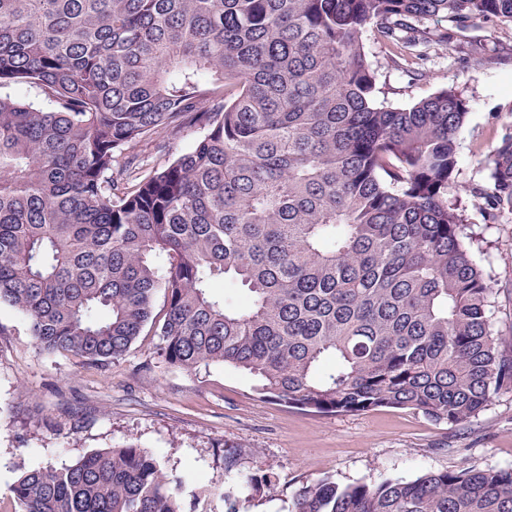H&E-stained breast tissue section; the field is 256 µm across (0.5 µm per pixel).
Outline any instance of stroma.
Returning a JSON list of instances; mask_svg holds the SVG:
<instances>
[{
	"label": "stroma",
	"mask_w": 512,
	"mask_h": 512,
	"mask_svg": "<svg viewBox=\"0 0 512 512\" xmlns=\"http://www.w3.org/2000/svg\"><path fill=\"white\" fill-rule=\"evenodd\" d=\"M367 60L376 73L377 99L405 108L455 84L469 111L458 139V165L448 185L480 242L473 261L492 286L489 316L500 347L512 346V215L484 222L461 188L484 184L478 160L512 133V23L481 21L453 43L433 45L418 73L391 61L392 50L366 30ZM488 62L473 66L472 53ZM204 135L192 127L142 143L148 165L175 160ZM159 339L143 331L119 361L95 366L40 350L24 316L0 304V512H15L10 489L34 466L59 468L83 455L133 442L183 479L181 497L193 508L200 484L237 491L241 512H288L303 483L326 476L337 483L413 479L428 471L512 465V388L500 390L478 416L458 427L412 409L316 413L260 393L246 373L221 363L192 370L167 364ZM237 447L236 471L225 472L224 451ZM272 466L274 488L252 497L244 476Z\"/></svg>",
	"instance_id": "1"
}]
</instances>
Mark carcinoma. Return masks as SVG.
<instances>
[{"mask_svg":"<svg viewBox=\"0 0 512 512\" xmlns=\"http://www.w3.org/2000/svg\"><path fill=\"white\" fill-rule=\"evenodd\" d=\"M490 18L512 0H0V87L50 105L0 95V303L50 354L115 362L148 327L167 363L234 366L290 406L470 421L512 384V349L448 203L468 103L450 79L377 104L362 34L408 65ZM190 126L205 135L162 168L130 155ZM479 164L488 184L462 191L512 214V134ZM182 485L131 443L11 493L16 512H185ZM215 495L240 512L208 485L196 500ZM288 512H512V467L322 478ZM0 94L2 96L8 95L12 98H18L26 103H31L38 108L48 109L50 107L40 90L36 87L5 86L0 88Z\"/></svg>","mask_w":512,"mask_h":512,"instance_id":"obj_1","label":"carcinoma"}]
</instances>
